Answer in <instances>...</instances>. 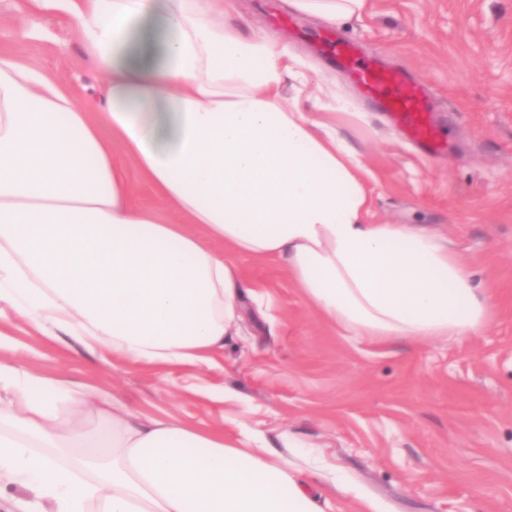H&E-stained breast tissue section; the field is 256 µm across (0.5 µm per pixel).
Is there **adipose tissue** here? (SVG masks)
<instances>
[{
	"label": "adipose tissue",
	"instance_id": "adipose-tissue-1",
	"mask_svg": "<svg viewBox=\"0 0 512 512\" xmlns=\"http://www.w3.org/2000/svg\"><path fill=\"white\" fill-rule=\"evenodd\" d=\"M331 23L367 0H290ZM77 20L101 111L0 55V302L45 335L209 364L238 320L235 256L281 259L325 320L375 340L481 332L493 314L439 236L368 221L361 161L286 82L299 60L244 34L235 0H29ZM148 184L173 215L132 198ZM231 246L210 250L205 238ZM0 483L53 512H319L283 462L220 430L139 418L111 393L0 362ZM92 414L84 424V414Z\"/></svg>",
	"mask_w": 512,
	"mask_h": 512
}]
</instances>
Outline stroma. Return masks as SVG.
<instances>
[{"label": "stroma", "instance_id": "obj_1", "mask_svg": "<svg viewBox=\"0 0 512 512\" xmlns=\"http://www.w3.org/2000/svg\"><path fill=\"white\" fill-rule=\"evenodd\" d=\"M237 8L302 61L304 111L335 123L369 171L371 223L447 238L495 301L490 325L462 341L357 338L309 305L283 261L240 256L249 287L214 365L139 362L10 313L0 360L111 392L143 419L222 430L309 479L321 512H512V0H368L338 25L286 0ZM336 30L424 82L446 156L403 142L320 51L317 35ZM0 55L100 111L105 76L70 15L0 0Z\"/></svg>", "mask_w": 512, "mask_h": 512}]
</instances>
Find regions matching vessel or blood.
<instances>
[{
    "mask_svg": "<svg viewBox=\"0 0 512 512\" xmlns=\"http://www.w3.org/2000/svg\"><path fill=\"white\" fill-rule=\"evenodd\" d=\"M325 51L349 69L363 94L388 112L403 137L426 154L442 152L438 126L429 111L422 86L406 70L384 68L357 55L354 41L325 38Z\"/></svg>",
    "mask_w": 512,
    "mask_h": 512,
    "instance_id": "b4317fda",
    "label": "vessel or blood"
}]
</instances>
